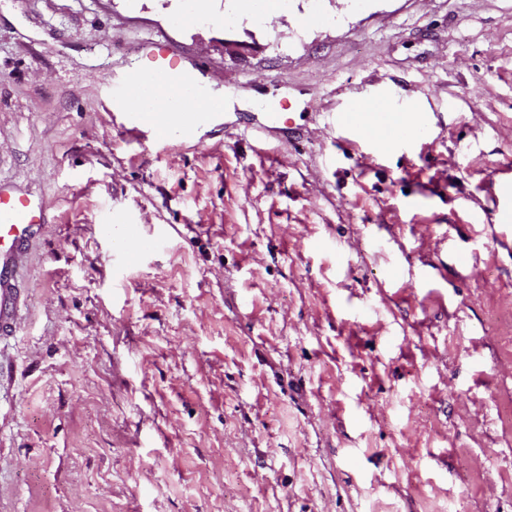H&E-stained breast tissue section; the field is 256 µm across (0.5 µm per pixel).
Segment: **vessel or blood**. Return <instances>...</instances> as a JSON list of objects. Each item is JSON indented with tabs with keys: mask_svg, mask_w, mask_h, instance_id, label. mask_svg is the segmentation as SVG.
I'll return each instance as SVG.
<instances>
[{
	"mask_svg": "<svg viewBox=\"0 0 512 512\" xmlns=\"http://www.w3.org/2000/svg\"><path fill=\"white\" fill-rule=\"evenodd\" d=\"M147 63L132 72L131 80L137 88L134 99H127L121 85H113L111 105L123 111L124 128L134 135L151 134L163 143H192L200 139L208 128L220 124L223 113L214 111L205 86L195 70L180 66L177 55L167 44L148 43ZM167 86L165 111L155 109L160 86ZM386 95L365 98L334 114L338 129L354 133L370 113L392 109ZM432 125L428 113L417 112L411 125L394 127L397 146L408 147L428 141ZM43 224L40 206L26 197L13 194L0 183V335L12 332L14 309L19 298L17 269L22 247L31 234ZM103 233L112 236L120 265L128 266L148 251L159 249L158 237L140 236L133 224H102Z\"/></svg>",
	"mask_w": 512,
	"mask_h": 512,
	"instance_id": "1",
	"label": "vessel or blood"
}]
</instances>
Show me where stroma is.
Returning a JSON list of instances; mask_svg holds the SVG:
<instances>
[{"mask_svg":"<svg viewBox=\"0 0 512 512\" xmlns=\"http://www.w3.org/2000/svg\"><path fill=\"white\" fill-rule=\"evenodd\" d=\"M183 5L0 0V181L46 213L0 512H512V0ZM151 40L224 95L200 142L110 108ZM386 88L429 142L332 126ZM104 223L164 244L118 268ZM413 123L405 127L399 120L394 122V141L399 147H409L418 142H426L432 136V125L428 112H411Z\"/></svg>","mask_w":512,"mask_h":512,"instance_id":"35a3bbf8","label":"stroma"}]
</instances>
